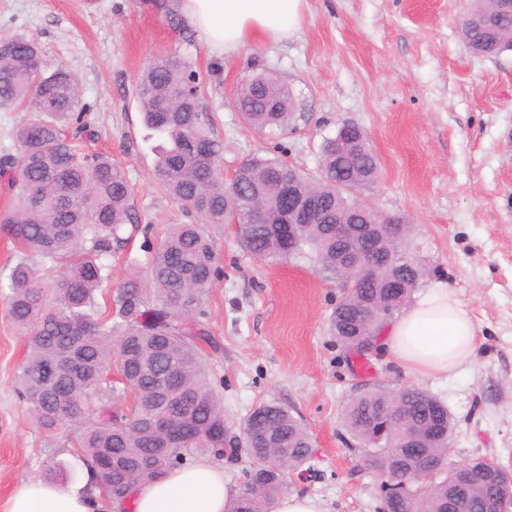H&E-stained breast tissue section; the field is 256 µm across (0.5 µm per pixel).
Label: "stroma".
<instances>
[{
  "instance_id": "1",
  "label": "stroma",
  "mask_w": 512,
  "mask_h": 512,
  "mask_svg": "<svg viewBox=\"0 0 512 512\" xmlns=\"http://www.w3.org/2000/svg\"><path fill=\"white\" fill-rule=\"evenodd\" d=\"M470 0H307L299 30L210 52L181 0H0V35L36 37L48 67L78 79L95 133L84 150L120 164L142 227L129 254L112 258L116 297L129 257L148 258L180 207L152 180L155 139L142 122L138 80L158 56L176 55L203 79L202 104L224 145V175L253 156L279 158L316 176L324 141L352 122L378 157L367 198L402 216L407 244L427 271L472 313L481 346L468 367L421 381L452 421L446 462L498 460L512 470V51H469L461 21ZM268 70L295 101L288 134L258 130L231 105L236 86ZM221 278L203 307L216 349L210 381L225 420L240 429L258 405L277 403L309 432L313 478L287 474L285 490L322 500L325 512H377L381 476L348 448L342 413L360 391L412 384L384 349L366 354L369 374L336 343L329 317L341 282L312 256L267 262L239 245L234 224L212 232ZM18 254L0 235V512L20 480L87 488L88 462L41 431L16 392L26 341L6 313Z\"/></svg>"
}]
</instances>
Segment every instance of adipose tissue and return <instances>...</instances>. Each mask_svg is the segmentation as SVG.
I'll return each mask as SVG.
<instances>
[{
	"mask_svg": "<svg viewBox=\"0 0 512 512\" xmlns=\"http://www.w3.org/2000/svg\"><path fill=\"white\" fill-rule=\"evenodd\" d=\"M307 0H182L187 20L209 50L237 53L248 44L275 41L300 26ZM385 350L402 372L416 379L447 375L470 365L478 327L467 307L437 283L415 296L385 330ZM236 492L224 470L201 458L174 467L161 479L136 486L135 512H225ZM82 489L26 479L15 488L8 512H101Z\"/></svg>",
	"mask_w": 512,
	"mask_h": 512,
	"instance_id": "ef3b65f1",
	"label": "adipose tissue"
}]
</instances>
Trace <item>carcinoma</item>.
<instances>
[{"label":"carcinoma","instance_id":"obj_1","mask_svg":"<svg viewBox=\"0 0 512 512\" xmlns=\"http://www.w3.org/2000/svg\"><path fill=\"white\" fill-rule=\"evenodd\" d=\"M491 0H474L462 20V36L475 53L496 56L512 50V11L487 25L480 14ZM145 128L157 136L154 180L160 191L194 218L170 224L149 250L148 274L137 260L113 304L100 306L97 295L112 273L107 260L123 250L136 231L125 171L104 155H80L76 144L94 136L75 76L66 68L44 69L41 47L25 34L0 36V111L32 107L34 115L15 130L16 157L0 159L9 174L8 188L17 199L0 212V233L18 248L20 258L10 275L7 312L26 336L27 353L15 377L19 398L38 426L79 449L96 471L98 489L110 496L122 486L154 481L197 452L216 454L223 442L214 432L224 427V409L208 379L202 344H210L204 296L222 270L209 229L236 219L243 250L261 260H283L311 252L328 271L336 270V224H347L362 206L360 194L380 173L371 149L361 144L336 153L324 144L316 178L277 158L251 157L237 171L233 201L224 199L223 143L206 125L202 81L176 56L153 60L138 81ZM243 119L260 129L288 130L294 99L286 84L271 73L242 80L231 100ZM304 186L321 201L326 223L302 224L293 239L278 224H254L253 212L272 215L284 207L281 183ZM55 263L54 281L39 273L38 263ZM347 316L334 310L329 328L345 351L376 342L386 322L371 318L359 330H345ZM119 355L123 392L128 405L112 399V349ZM192 414L191 436L161 453L167 435L149 426L166 416L168 432L183 429L182 414ZM262 419L269 437L262 444L272 455L304 466L312 440L303 425L277 404L255 408L243 427ZM344 426L355 451L367 455L375 443L402 448L401 437L415 431L451 430L448 408L414 386L388 391L367 389L343 410ZM456 474L436 463L425 484L395 505L404 512H446L448 489ZM252 490L240 494L227 512H269L284 482L268 484L257 470L248 474ZM495 491L493 480L478 477L463 488L468 512H477Z\"/></svg>","mask_w":512,"mask_h":512}]
</instances>
